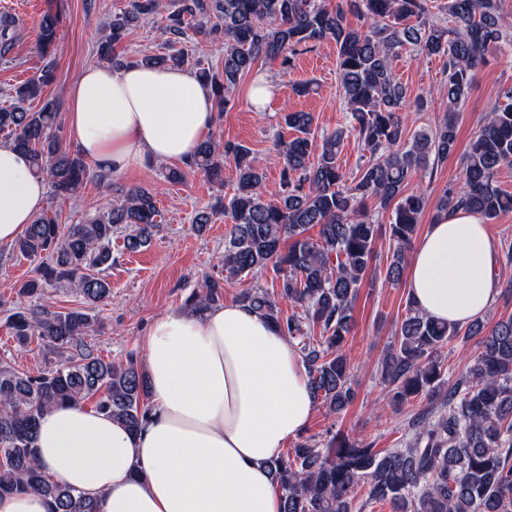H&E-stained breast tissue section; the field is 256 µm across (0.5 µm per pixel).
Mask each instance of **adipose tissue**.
<instances>
[{"instance_id":"adipose-tissue-1","label":"adipose tissue","mask_w":512,"mask_h":512,"mask_svg":"<svg viewBox=\"0 0 512 512\" xmlns=\"http://www.w3.org/2000/svg\"><path fill=\"white\" fill-rule=\"evenodd\" d=\"M80 153L115 174L191 160L214 121L211 89L185 68H87L67 96ZM26 153L0 145V244L47 205ZM496 247L464 209L430 224L414 248L408 295L429 317L464 325L492 304ZM151 413L137 433L84 404L46 411L35 446L57 482L96 512H282L271 465L315 412L301 353L241 303L171 308L144 338Z\"/></svg>"}]
</instances>
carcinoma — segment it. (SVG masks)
I'll return each mask as SVG.
<instances>
[{
    "instance_id": "carcinoma-1",
    "label": "carcinoma",
    "mask_w": 512,
    "mask_h": 512,
    "mask_svg": "<svg viewBox=\"0 0 512 512\" xmlns=\"http://www.w3.org/2000/svg\"><path fill=\"white\" fill-rule=\"evenodd\" d=\"M349 8L362 19L360 26L346 23L343 10L316 0H131L109 16L100 45V59L114 69L133 62L165 67L193 63L221 112L259 57L279 60L286 69L300 48L335 42L347 129L369 153L367 161L346 178L338 160L343 130L323 136L320 154L311 159L312 115L286 112L283 123L293 134L276 148L282 193L269 201L263 173L246 146L204 140L186 167L220 181L224 161L231 159L237 184L224 204L232 219L224 242L225 278L204 279L185 300L191 311L201 312L223 299L224 279H240L255 270L272 272L278 290L246 288L239 301L261 311L300 350L315 399L334 413L354 400L344 346L358 288L382 236V225L363 202L372 198L379 208L392 209L394 249L386 280L397 285L426 206L424 195L406 190L409 180L426 176L430 158L442 160L452 153L457 109L472 72L488 48L507 40L499 0H442L435 6L432 0H349ZM163 10L168 52L133 61L115 51L140 21ZM57 24V16L49 13L40 20L39 46L45 54ZM190 29L203 39L224 43L222 68L196 56L203 45L194 42ZM16 41L12 23L1 19V63H12L9 54ZM409 47L427 57L448 58V116L432 134L416 136L403 148L407 126L401 111L407 90L394 79L391 61ZM53 70L48 63L40 74L14 87L9 104L0 106V132L30 155L35 173L48 180L53 201L61 206L78 197L91 179L107 189L112 182L109 174L90 171L80 153L64 145L55 101L44 100L36 111L25 107L42 97ZM501 97L505 103L486 115L464 157L463 190L446 193L436 206L437 215L464 207L491 219L512 208V196L497 184L501 169L512 167V87L503 89ZM159 223L153 193L139 187L106 213L65 228L56 218L39 215L14 243L20 255L41 259L38 277L26 281L21 293L33 297L47 286L67 284L79 292L85 307L10 309L7 325L16 341L24 346L35 337L57 361L34 375L0 366V496L36 491L51 500V512H96L91 499L53 480L37 462V424L53 405L91 398L97 410L131 432L149 417L148 381L136 358L106 361L86 337L94 325L88 310L112 295L107 280L112 235L124 225L131 228L124 248L140 252L151 243ZM313 228L315 239L306 236ZM284 302L300 307L301 313L283 316ZM316 328L318 339L311 336ZM483 328L476 321L463 333L460 326L435 321L409 305L380 376L390 388L391 404L420 396L429 406L415 414L400 447L387 452L338 431L322 441L297 444L293 454L273 465L283 512H352L360 488L366 489L365 503L388 502L394 512H512V316L486 333ZM481 333L480 352L463 379L443 390L442 349L461 334Z\"/></svg>"
}]
</instances>
